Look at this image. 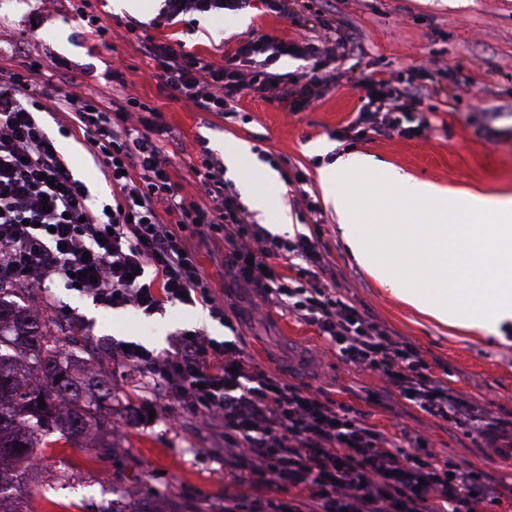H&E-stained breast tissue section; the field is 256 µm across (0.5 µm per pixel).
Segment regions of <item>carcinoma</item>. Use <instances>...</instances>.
<instances>
[{
  "mask_svg": "<svg viewBox=\"0 0 512 512\" xmlns=\"http://www.w3.org/2000/svg\"><path fill=\"white\" fill-rule=\"evenodd\" d=\"M7 284L0 277V501H10V512H31L33 454L63 443L108 455L109 442L85 440L107 425L112 386L92 376L91 359L74 358L70 339L20 303L22 289Z\"/></svg>",
  "mask_w": 512,
  "mask_h": 512,
  "instance_id": "carcinoma-1",
  "label": "carcinoma"
}]
</instances>
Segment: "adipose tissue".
I'll return each instance as SVG.
<instances>
[{"mask_svg": "<svg viewBox=\"0 0 512 512\" xmlns=\"http://www.w3.org/2000/svg\"><path fill=\"white\" fill-rule=\"evenodd\" d=\"M375 175L381 203L343 191ZM329 203L357 262L391 295L442 324L482 334L512 321V198L461 201L371 157L321 170Z\"/></svg>", "mask_w": 512, "mask_h": 512, "instance_id": "adipose-tissue-1", "label": "adipose tissue"}]
</instances>
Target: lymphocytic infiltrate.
<instances>
[{"label":"lymphocytic infiltrate","mask_w":512,"mask_h":512,"mask_svg":"<svg viewBox=\"0 0 512 512\" xmlns=\"http://www.w3.org/2000/svg\"><path fill=\"white\" fill-rule=\"evenodd\" d=\"M258 1L272 13L292 14L291 0H164V16L241 11ZM124 27L151 62L150 79L203 112L227 111L246 92L307 111L340 86L334 62L350 46L327 23L318 40L240 41L218 64L185 50L182 41L139 36L137 21ZM287 44L306 67L285 80L271 67ZM39 76L30 62L0 71V271L8 278L75 285L98 306L147 316L168 304H200L234 333L245 313L213 296L196 252L222 241L217 261L230 286L252 289L314 326L346 363L512 458V424L478 409L435 376L413 344L351 304L336 287L317 234L285 239L252 223L220 160L205 148L194 170L203 198H185L171 176L169 152L156 140L168 128L163 112L133 97L83 92L73 81L46 105ZM434 83L424 70L397 80L369 74L362 104L337 140L425 132L430 123L419 111ZM48 109L63 113L65 129L81 132L102 162L112 184L110 210L97 209L66 170L38 117ZM113 349L189 414L217 426L233 470L224 512H512L494 474L449 460L426 436L378 428L365 412L262 369L234 336L218 341L193 330L176 334L162 354L120 342Z\"/></svg>","instance_id":"obj_1"}]
</instances>
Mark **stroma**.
<instances>
[{"label":"stroma","mask_w":512,"mask_h":512,"mask_svg":"<svg viewBox=\"0 0 512 512\" xmlns=\"http://www.w3.org/2000/svg\"><path fill=\"white\" fill-rule=\"evenodd\" d=\"M84 2L109 26V45L78 35L77 9ZM111 2L0 0V69L43 61L44 78L52 84L75 78L108 93L111 62L121 60L125 95L163 112L183 141L169 155L172 177L186 198L199 195L193 168L199 163L195 147L201 141L219 156L242 146L239 162L246 170L270 168L280 174L286 165H294L305 174L310 195L319 199L324 196L321 169L344 151L370 156L455 196H512V0H299L294 21L259 5L162 27L155 18L145 19L148 35L184 40L188 51L219 64L243 39L266 34L287 40L317 38L323 18L364 46V54L337 60L345 74L342 86L308 111L289 112L246 96L229 117L198 112L191 102L170 97L150 80L147 60L118 26ZM413 67L434 74L443 87L424 104L431 121L428 131L410 139L337 141V130L361 104L360 83L371 71L396 74ZM40 119L57 136L60 152L95 202H111L112 188L82 135H59L52 113H41ZM321 210L317 232L325 260L336 269L339 290L391 335L412 342L433 372L447 373L451 386L469 401L512 422V327L503 339L488 340L440 324L392 297L353 257L331 205L323 203ZM280 212L296 231H305L310 216L299 195L282 182L269 191L268 211L253 209L249 216L268 228ZM217 250L214 243L199 249L212 288L226 304L251 308L256 296L228 289L223 268L212 264L210 255ZM30 296L54 314L63 333L78 338L80 355L95 358L114 390L110 458L101 460L87 449L69 446L46 450L47 465L35 473L32 512H92L111 500L146 503L158 512H223L229 481L223 438L200 420L181 417L175 401L149 388L107 346L112 339L163 351L169 336L184 330L220 341L223 325L203 317L201 306H176L149 319L145 333L134 311L99 307L60 283L32 286ZM242 334L246 351L260 367L283 372L301 385L324 388L333 401L369 413L378 427L402 423L429 437L459 464L512 471V459L497 457L463 429L410 405L373 373L345 364L324 348L314 327L280 309L264 308L262 322L244 323Z\"/></svg>","instance_id":"stroma-1"}]
</instances>
